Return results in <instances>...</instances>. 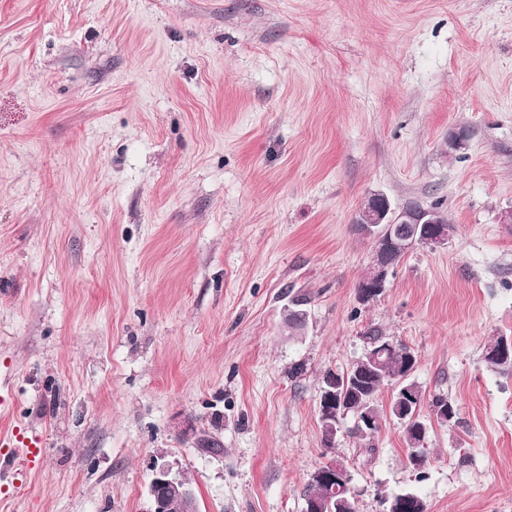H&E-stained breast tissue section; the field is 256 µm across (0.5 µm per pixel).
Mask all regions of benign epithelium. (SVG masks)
<instances>
[{
    "mask_svg": "<svg viewBox=\"0 0 512 512\" xmlns=\"http://www.w3.org/2000/svg\"><path fill=\"white\" fill-rule=\"evenodd\" d=\"M358 231L372 240L373 253L361 279L359 289L363 300H370L380 293L388 282L392 267L385 261V252L406 253L417 245L438 248L448 241L447 221L433 210L421 209L418 212L397 211L383 194L370 196L354 217ZM321 419L334 423L344 416V399L336 392V377L329 378V388L320 399ZM310 478L317 480L335 491L338 485H348L346 466L336 461L330 469L317 468ZM152 501L151 512H198V502L194 489L173 471V467L163 458H155L151 466V480L148 489ZM404 496L397 495L387 501L386 512H426L414 500L407 508L402 507Z\"/></svg>",
    "mask_w": 512,
    "mask_h": 512,
    "instance_id": "1",
    "label": "benign epithelium"
}]
</instances>
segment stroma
I'll use <instances>...</instances> for the list:
<instances>
[{
  "instance_id": "stroma-1",
  "label": "stroma",
  "mask_w": 512,
  "mask_h": 512,
  "mask_svg": "<svg viewBox=\"0 0 512 512\" xmlns=\"http://www.w3.org/2000/svg\"><path fill=\"white\" fill-rule=\"evenodd\" d=\"M375 193L451 230L365 302ZM511 209L512 0H0V433L41 450L0 512H149L158 453L199 512H303L330 460L357 512H512ZM372 328L457 407L424 478L394 385L374 453L322 443Z\"/></svg>"
}]
</instances>
